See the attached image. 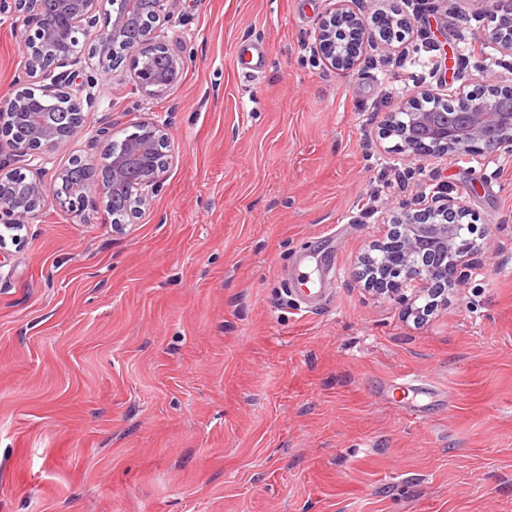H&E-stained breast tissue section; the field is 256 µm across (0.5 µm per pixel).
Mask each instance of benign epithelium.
<instances>
[{
	"label": "benign epithelium",
	"instance_id": "benign-epithelium-1",
	"mask_svg": "<svg viewBox=\"0 0 512 512\" xmlns=\"http://www.w3.org/2000/svg\"><path fill=\"white\" fill-rule=\"evenodd\" d=\"M171 0H13L16 30L26 58V82L50 81L46 94L57 99L50 111L30 113L29 95L21 92L0 104V134L12 147V161L43 169L53 150L79 138L86 130L84 108H93L90 92L93 73L113 71L131 60L137 88L146 96L160 94L182 77L187 63L184 52L161 39L160 29L174 24ZM107 15L97 27V14ZM381 26L368 20L359 0H334L314 33V51L324 64L346 74L354 73L372 52L388 56L395 50L391 29L413 28L407 15L382 12ZM512 29V16L496 17L485 38L512 54V37L501 36L503 26ZM94 33L95 50L83 57L80 36ZM458 105L450 107L441 93L418 87L400 99L387 113V133L398 137L412 158L433 155L467 156L479 152L487 162L512 155V86L489 92L452 90ZM94 142L105 144L110 160L100 173L96 160L75 158L71 165L86 168L87 177L69 181L70 165L54 170L50 181L27 180L18 191L16 173L4 172L0 161V221L7 230L40 213L46 203L59 210L81 212L88 206L114 200L122 203L121 224L139 213L163 189L169 159L164 126L155 121L138 124V131L113 146L112 132L100 127ZM391 224L373 246L379 257L366 256L358 278L379 293H394L410 286L430 297L447 292L448 283L463 279L474 265L465 251L458 227L467 216L465 207L447 193L424 197L389 208Z\"/></svg>",
	"mask_w": 512,
	"mask_h": 512
}]
</instances>
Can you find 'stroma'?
Wrapping results in <instances>:
<instances>
[{
	"instance_id": "obj_1",
	"label": "stroma",
	"mask_w": 512,
	"mask_h": 512,
	"mask_svg": "<svg viewBox=\"0 0 512 512\" xmlns=\"http://www.w3.org/2000/svg\"><path fill=\"white\" fill-rule=\"evenodd\" d=\"M327 6L174 0L177 84L97 73L49 168L147 118L170 164L123 230L49 205L0 247V512H512V157L411 159L376 93L512 85V55L469 57L481 0H413L409 52L346 75L313 51ZM24 64L0 14V101ZM438 190L469 212L468 277L434 307L358 282L388 205ZM302 253L340 267L306 312ZM404 374L424 418L382 391Z\"/></svg>"
}]
</instances>
